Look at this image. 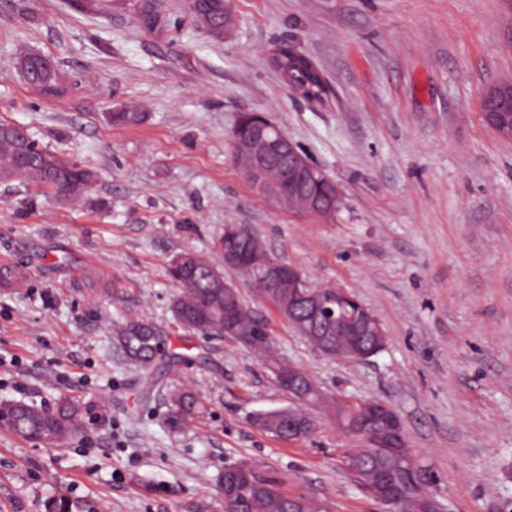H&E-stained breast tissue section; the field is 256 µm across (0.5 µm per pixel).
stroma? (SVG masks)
Listing matches in <instances>:
<instances>
[{"label": "stroma", "instance_id": "stroma-1", "mask_svg": "<svg viewBox=\"0 0 512 512\" xmlns=\"http://www.w3.org/2000/svg\"><path fill=\"white\" fill-rule=\"evenodd\" d=\"M77 13L65 0H0V121L96 173L75 202L0 179V400L98 405L100 419L57 446L0 431V512H41L55 493L84 512H224L225 466L252 461L323 512H383L347 466L361 442L331 407L310 437L285 442L254 413L290 406L252 347L188 332L173 318L170 260L215 259L225 225L251 227L312 282L353 292L380 320L384 351L359 361L310 346L237 271L227 283L264 320L271 351L327 395L377 399L400 417L445 512L512 502V141L480 97L512 82V0H231L216 40L188 0ZM286 45L331 95H293L271 66ZM50 57L65 87L42 96L21 52ZM134 105L146 118L118 126ZM269 116L339 186L333 217L282 208L234 158L237 113ZM153 323L152 375L112 343L127 318ZM195 391L206 412L170 429L164 394Z\"/></svg>", "mask_w": 512, "mask_h": 512}]
</instances>
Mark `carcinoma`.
Wrapping results in <instances>:
<instances>
[{"label": "carcinoma", "instance_id": "obj_1", "mask_svg": "<svg viewBox=\"0 0 512 512\" xmlns=\"http://www.w3.org/2000/svg\"><path fill=\"white\" fill-rule=\"evenodd\" d=\"M158 0H142L138 15L142 23L152 26L158 21ZM189 11L194 22L211 37L221 40L232 20L229 0H189ZM33 55L26 54L18 60L24 79L45 97L59 93L60 85L52 62L40 57L38 65L32 63ZM284 84L292 89L325 95L328 89L307 62L295 57L288 48L274 55L271 60ZM145 114L136 109H122L111 113L116 125H132L142 122ZM254 117L240 114L235 119L232 137L243 140L248 137ZM236 159L244 167L252 183L265 179L292 192L290 184L279 181L280 167L261 168L251 153L238 151ZM95 173L88 167L64 158L41 147L30 137L7 123H0V179L19 178L39 186L48 194L76 197L94 181ZM290 208L311 212L327 206L326 186L321 181L309 182L304 191L289 197ZM238 234H225L214 245L219 260L224 253L236 252L244 256L243 272L254 284L259 294H264L260 275L264 265L274 261L283 265L288 262L269 253L257 235L245 226ZM169 275L181 284V291L172 303L174 319L188 331H198L217 336L224 335V318L228 310L234 312L235 322L246 330V335L234 340L245 345L267 350L270 334L265 323L239 295L228 294L224 288V271L221 265L196 254L188 263L173 258L169 263ZM278 311H291L298 322L309 320V312L288 297V289L281 288L271 299ZM114 345L134 365L150 372L162 355L161 338L157 328L142 319H130L119 324L114 331ZM205 410L203 400L190 389L173 391L167 396V421L171 428L182 429ZM98 418L96 405L71 397L58 399L51 409H40L26 403L0 402V430L16 437L37 442L43 436L54 437V442H67L81 435V423ZM248 465L252 469L240 495L229 504V512H289L291 501L283 489V480L270 472H263L253 465L240 461L238 468ZM354 469L362 474L365 485L374 482L375 475L385 470L399 484L404 496H412L426 485L425 479H413L421 473L411 462V449L401 443L393 448L361 449L351 458ZM42 512H81L70 497L58 494L42 502Z\"/></svg>", "mask_w": 512, "mask_h": 512}]
</instances>
